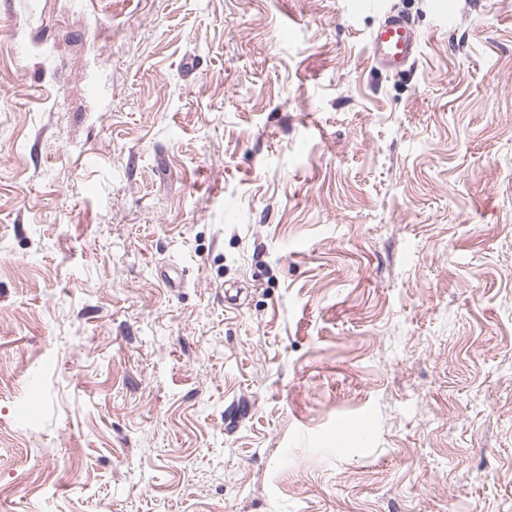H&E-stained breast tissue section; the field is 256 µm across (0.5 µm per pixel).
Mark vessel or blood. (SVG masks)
<instances>
[{
	"label": "vessel or blood",
	"instance_id": "1",
	"mask_svg": "<svg viewBox=\"0 0 512 512\" xmlns=\"http://www.w3.org/2000/svg\"><path fill=\"white\" fill-rule=\"evenodd\" d=\"M357 10L380 15L381 21L371 39V54L380 65L400 69L414 61L419 37L405 16L386 10V0H355Z\"/></svg>",
	"mask_w": 512,
	"mask_h": 512
}]
</instances>
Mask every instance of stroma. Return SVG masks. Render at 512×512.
<instances>
[{"label": "stroma", "instance_id": "stroma-1", "mask_svg": "<svg viewBox=\"0 0 512 512\" xmlns=\"http://www.w3.org/2000/svg\"><path fill=\"white\" fill-rule=\"evenodd\" d=\"M435 2L391 70L349 0H0V512H512V0Z\"/></svg>", "mask_w": 512, "mask_h": 512}]
</instances>
